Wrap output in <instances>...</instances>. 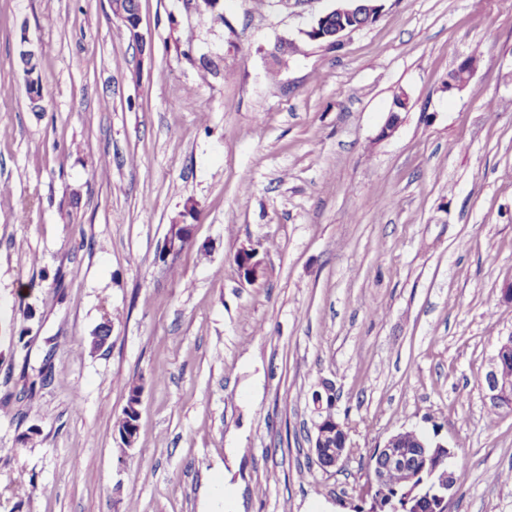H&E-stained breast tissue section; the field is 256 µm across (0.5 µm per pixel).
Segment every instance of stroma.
Masks as SVG:
<instances>
[{
  "label": "stroma",
  "instance_id": "obj_1",
  "mask_svg": "<svg viewBox=\"0 0 512 512\" xmlns=\"http://www.w3.org/2000/svg\"><path fill=\"white\" fill-rule=\"evenodd\" d=\"M381 5L329 48L303 32L335 0H140L139 42L110 0H0V512H355L404 429L466 462L450 512H512V410L481 387L512 335V0ZM324 379L353 446L328 469ZM193 233V227L189 224H173L165 236L162 251L169 256L178 252L179 244H187ZM125 388L127 391L126 404L123 407L121 415L116 420L115 430L117 429L118 433H120V431L126 428L132 421L134 422L133 428L136 438L139 431V412H136V410L132 408L130 403L132 401V394L136 393L138 390H141V387L137 382L131 381L125 384Z\"/></svg>",
  "mask_w": 512,
  "mask_h": 512
}]
</instances>
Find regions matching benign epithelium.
Returning <instances> with one entry per match:
<instances>
[{"label": "benign epithelium", "mask_w": 512, "mask_h": 512, "mask_svg": "<svg viewBox=\"0 0 512 512\" xmlns=\"http://www.w3.org/2000/svg\"><path fill=\"white\" fill-rule=\"evenodd\" d=\"M336 2L335 8L315 18L309 28L303 31L307 39L334 47L339 44L345 33L375 22L381 10L380 0ZM111 4L113 15L124 23L132 38L136 41L141 39L140 10L131 8L127 0H111ZM20 60L27 81L32 86H37L39 71L35 51L21 49ZM406 108L407 98L401 93L394 98L392 109L380 130L379 137L387 138L395 132L400 124L399 111ZM192 233L191 224L170 225L162 251L168 256L177 253L179 244L188 243ZM257 255L258 251L253 247L239 251L238 270L249 280L258 273L260 261L256 260ZM509 361H512V336L501 342L497 355L481 383L486 398L494 406H512V378L503 371L504 364ZM315 399L319 419L314 424L315 436L311 452L318 458L328 460V467H335L352 449L348 425L340 419L331 421L326 418V415L333 413V409L323 407L321 392H316ZM413 437L423 448V457L438 461L435 467L427 470L420 465V459H414L406 453L408 439ZM452 457L453 452L447 445L433 441L414 430H401L385 438L375 449V464L369 472V483L372 490L377 491L386 485L389 476L395 475L400 478V483L415 491L426 484L431 487L430 494L435 497L433 512H448V504L457 485V471L450 463Z\"/></svg>", "instance_id": "obj_1"}]
</instances>
